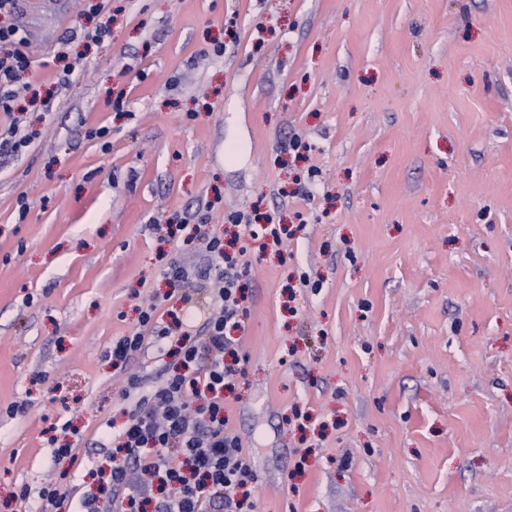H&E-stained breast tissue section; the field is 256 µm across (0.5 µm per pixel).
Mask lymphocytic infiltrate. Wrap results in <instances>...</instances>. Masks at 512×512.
<instances>
[{"label": "lymphocytic infiltrate", "instance_id": "1", "mask_svg": "<svg viewBox=\"0 0 512 512\" xmlns=\"http://www.w3.org/2000/svg\"><path fill=\"white\" fill-rule=\"evenodd\" d=\"M16 0H0V112H14L18 90L29 88L32 72L27 39L13 23ZM227 222L235 228L237 251H227L224 237L197 224L177 225L182 251L204 250L203 265L170 260L163 274L180 286L182 302H191L188 285L207 288L211 314L199 335L182 336L171 349V369L163 384L142 392L138 374L128 372L132 356L147 339L163 341L181 318L164 323V297L142 307L139 326L118 338L105 356L124 372L125 394L138 400L127 420L104 431L112 465L99 478L96 493L82 496L77 512H103L119 503L121 512H243L254 491L256 473L240 437L224 416V394L243 373L239 353L247 311L241 271L259 260L267 245H281L292 232L278 224H260L236 211Z\"/></svg>", "mask_w": 512, "mask_h": 512}]
</instances>
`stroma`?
Masks as SVG:
<instances>
[{"mask_svg": "<svg viewBox=\"0 0 512 512\" xmlns=\"http://www.w3.org/2000/svg\"><path fill=\"white\" fill-rule=\"evenodd\" d=\"M109 14L98 45L88 0L17 6L51 108L0 153V512L92 490L101 424L136 404L103 353L168 293L165 259L200 261L156 222L254 208L297 228L246 276L224 406L257 512H512V0Z\"/></svg>", "mask_w": 512, "mask_h": 512, "instance_id": "obj_1", "label": "stroma"}]
</instances>
